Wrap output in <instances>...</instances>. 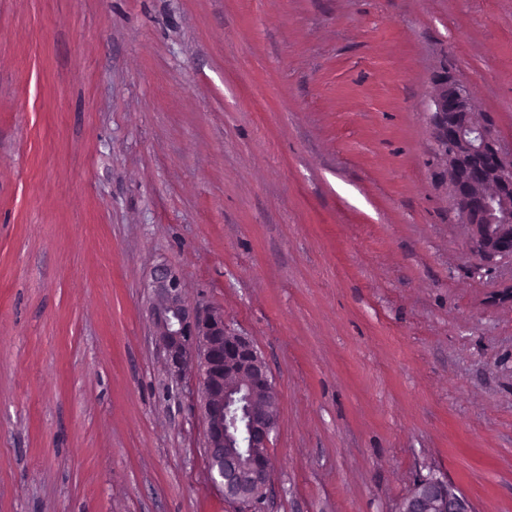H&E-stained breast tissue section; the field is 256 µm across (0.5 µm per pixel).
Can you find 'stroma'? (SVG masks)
<instances>
[{
	"label": "stroma",
	"mask_w": 512,
	"mask_h": 512,
	"mask_svg": "<svg viewBox=\"0 0 512 512\" xmlns=\"http://www.w3.org/2000/svg\"><path fill=\"white\" fill-rule=\"evenodd\" d=\"M512 144V0H0V512H235L147 285L264 358L251 512H512V266L483 265L434 101ZM395 512H472L467 499L448 481L431 474L415 484Z\"/></svg>",
	"instance_id": "1"
}]
</instances>
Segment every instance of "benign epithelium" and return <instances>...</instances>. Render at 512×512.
Listing matches in <instances>:
<instances>
[{
    "instance_id": "benign-epithelium-1",
    "label": "benign epithelium",
    "mask_w": 512,
    "mask_h": 512,
    "mask_svg": "<svg viewBox=\"0 0 512 512\" xmlns=\"http://www.w3.org/2000/svg\"><path fill=\"white\" fill-rule=\"evenodd\" d=\"M436 143L447 160L448 187L464 223L469 248L484 262L512 259V149L505 150L489 117L474 116L469 87L448 76L435 100ZM159 349L178 380L191 373L204 424L211 483L224 501L246 506L271 482L268 453L277 432L275 384L252 341L224 324V309L200 308L186 298L180 274L161 266L149 283ZM245 391L247 447L263 453L242 456L234 443L231 407ZM396 512H472L448 481L431 474L417 482Z\"/></svg>"
}]
</instances>
